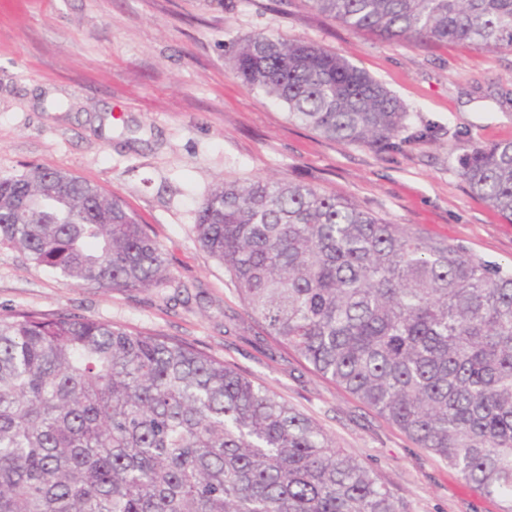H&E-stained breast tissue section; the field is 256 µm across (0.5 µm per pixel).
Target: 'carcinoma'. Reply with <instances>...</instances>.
<instances>
[{
    "mask_svg": "<svg viewBox=\"0 0 512 512\" xmlns=\"http://www.w3.org/2000/svg\"><path fill=\"white\" fill-rule=\"evenodd\" d=\"M355 33L512 52V0H309ZM231 61L288 120L400 148L410 114L366 71L257 35ZM457 172L512 223V140L455 143ZM200 245L265 334L512 512V263L391 224L318 188L226 181ZM0 244L66 285L148 288L147 226L83 179H0ZM0 512H406L373 469L277 395L165 336L76 314H0Z\"/></svg>",
    "mask_w": 512,
    "mask_h": 512,
    "instance_id": "cac0c4a2",
    "label": "carcinoma"
}]
</instances>
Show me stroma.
<instances>
[{"mask_svg":"<svg viewBox=\"0 0 512 512\" xmlns=\"http://www.w3.org/2000/svg\"><path fill=\"white\" fill-rule=\"evenodd\" d=\"M258 34L315 43L380 81L433 142L374 152L289 122L233 70ZM512 139V52L437 51L352 32L308 0H0V177L35 167L120 198L167 258L159 284L64 285L0 245V312L78 313L206 351L309 417L364 462L408 512H502L356 396L265 336L196 213L226 181L311 184L394 223L512 261V224L458 176L454 141Z\"/></svg>","mask_w":512,"mask_h":512,"instance_id":"stroma-1","label":"stroma"}]
</instances>
